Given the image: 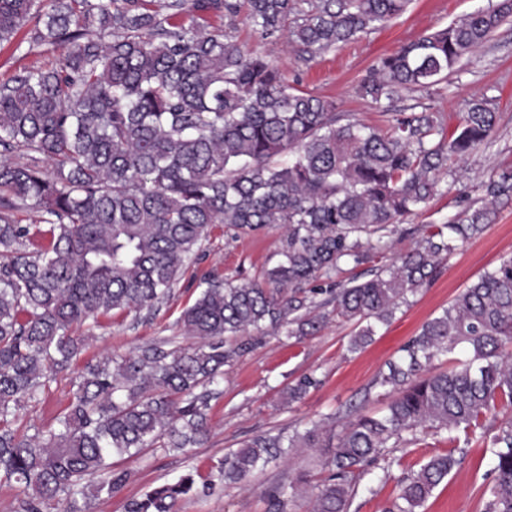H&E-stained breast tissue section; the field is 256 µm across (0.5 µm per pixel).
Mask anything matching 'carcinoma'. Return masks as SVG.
<instances>
[{"mask_svg": "<svg viewBox=\"0 0 512 512\" xmlns=\"http://www.w3.org/2000/svg\"><path fill=\"white\" fill-rule=\"evenodd\" d=\"M411 0H0V43L27 30L29 46L59 50L50 69L22 68L0 83V482L23 497L18 512H55L91 489L112 496L131 473L115 455L146 448H196L209 435L212 387L247 349L237 337L287 328L300 337L325 316L356 325L357 352L428 285L458 247L512 202V169L481 182L482 197L415 229L404 218L426 211L456 179L457 164L492 141L499 115L474 97L453 127L427 107L392 113L384 129L336 111V102L289 85L285 70L231 41L239 22L262 40L286 39L308 62L406 12ZM224 28L209 29L210 18ZM512 17V0L478 9L379 57L359 93L376 105L399 89L448 80ZM22 152V160L11 154ZM35 211L36 224L12 212ZM214 224L249 235L284 229L278 260L261 282L203 278L182 315L185 347L160 341L137 353L105 355L77 375L74 400L57 426L18 435L10 428L73 363L71 335L112 310L152 309L170 299L198 260ZM415 246L387 263L395 236ZM369 265L343 280L345 267ZM322 280L325 288L313 283ZM512 256L485 271L428 320L372 382L392 396L386 413L353 406L336 438L320 423L304 434L258 435L224 454L210 489L243 483L290 448L331 449L315 512H350L371 468L389 475L391 449L419 434L448 432L451 450L430 457L386 512H421L462 463L453 432L486 431L497 405L512 408ZM471 349L466 359L456 349ZM448 358L449 367L430 372ZM319 383L304 375L288 402ZM494 483L484 512H512V418L489 438ZM193 471L126 503V512H174L198 494ZM269 512H285L286 489L268 492Z\"/></svg>", "mask_w": 512, "mask_h": 512, "instance_id": "carcinoma-1", "label": "carcinoma"}]
</instances>
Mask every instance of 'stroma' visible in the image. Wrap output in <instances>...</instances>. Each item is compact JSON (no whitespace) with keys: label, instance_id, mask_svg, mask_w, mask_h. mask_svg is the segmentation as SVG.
Returning <instances> with one entry per match:
<instances>
[{"label":"stroma","instance_id":"obj_1","mask_svg":"<svg viewBox=\"0 0 512 512\" xmlns=\"http://www.w3.org/2000/svg\"><path fill=\"white\" fill-rule=\"evenodd\" d=\"M498 0H411L407 11L369 33L359 35L311 61H299L282 42L258 39L249 25L238 24L234 40L242 48L258 50L278 60L295 88L335 100L340 111L363 123L386 125L388 116L358 93L360 81L379 56L396 51L427 32L445 27L460 16L477 9L494 7ZM58 56L49 46L0 45V83L8 81L22 67H51ZM494 99L499 114L498 131L491 146L475 151L462 164L459 177L447 192L435 197L425 213L407 217L406 225H424L456 212L460 195L481 196L479 185L495 171L512 167V21L497 29L484 47L461 71L447 82L427 90L399 91L396 106L421 102L439 112L447 124H456L466 102L475 96ZM282 231L272 227L244 239L235 238L231 229L215 225L204 242L203 255L190 264L173 287L169 301L154 309L138 312L114 310L76 328L83 338V349L70 369L57 374L37 400L29 402L12 423L21 435L53 426L55 418L69 405L72 381L86 362L105 354L126 355L138 347L160 340L188 345L179 325L183 311L199 295L198 284L207 275L233 279L261 280L266 268L277 260ZM512 255V203L500 205L493 224L478 237L460 246L444 263L439 276L429 286L411 296L410 303L398 310L389 324L379 326L373 342L363 350H348L351 324L329 319L318 333L290 338L285 333L264 335L260 344L225 368L224 380L209 411L211 432L208 441L197 448H151L136 459L122 461L132 478L116 495L78 498L82 512H124L128 499L176 479L193 470L198 483L209 480L211 472L228 449L261 433L305 432L313 422L344 411L349 405L364 404L366 413L382 414L387 396L369 395L368 389L386 362L401 347L486 270ZM319 378L297 402L284 404L286 388L306 374ZM443 437L426 435L418 444L395 449L397 462L389 479L368 475L353 500L350 512H383L397 495L403 477L416 472L432 455L448 452ZM463 467L451 474L428 499L423 512H483L492 482V457L482 439L471 438L465 447ZM324 448H296L288 459L256 470L247 484L227 485L210 494L186 497L175 512H267L266 494L289 483L292 477L306 475L308 487L289 492L287 512H313V495L325 476Z\"/></svg>","mask_w":512,"mask_h":512}]
</instances>
